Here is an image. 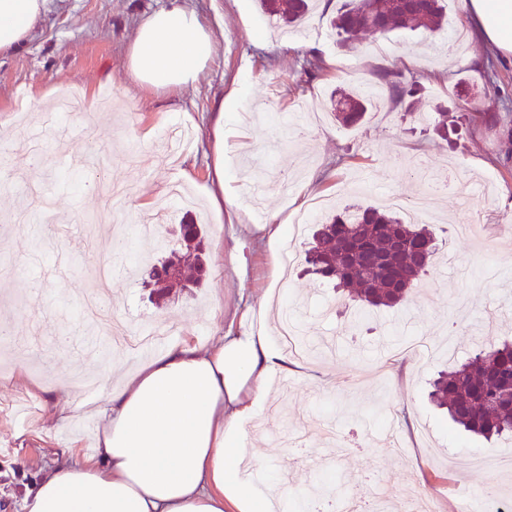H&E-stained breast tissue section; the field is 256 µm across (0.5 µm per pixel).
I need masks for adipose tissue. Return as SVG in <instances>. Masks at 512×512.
<instances>
[{
    "label": "adipose tissue",
    "instance_id": "obj_1",
    "mask_svg": "<svg viewBox=\"0 0 512 512\" xmlns=\"http://www.w3.org/2000/svg\"><path fill=\"white\" fill-rule=\"evenodd\" d=\"M48 0H0V56L39 29ZM479 38L512 55V0H464ZM215 50L185 0L144 17L126 66L138 84L194 83ZM291 363L266 325L239 324L208 346H173L103 392L93 454L63 449L25 490L19 512H276L270 490L246 476L261 468L244 426L262 409L274 376Z\"/></svg>",
    "mask_w": 512,
    "mask_h": 512
}]
</instances>
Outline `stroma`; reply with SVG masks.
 <instances>
[{
	"instance_id": "stroma-1",
	"label": "stroma",
	"mask_w": 512,
	"mask_h": 512,
	"mask_svg": "<svg viewBox=\"0 0 512 512\" xmlns=\"http://www.w3.org/2000/svg\"><path fill=\"white\" fill-rule=\"evenodd\" d=\"M166 3L49 0L28 44L0 57V225L11 228L0 236V312L14 326L5 348L27 367L22 383L0 369V512L60 449L95 446V417L76 413L55 382L90 372L101 383L112 364L145 361L125 346L103 361L80 353L85 336L102 331L81 312L94 261L107 257L116 272L104 305L131 332L170 319L172 344L207 345L276 292L296 305L306 343L331 344L298 357L290 387L273 382L247 425L263 479L296 507L328 475L338 483L321 505L377 475L385 489L374 512L419 494L433 497L434 512H461L466 483L495 492L475 512L512 503V474L469 464L494 449L512 453V440L469 436L428 400L439 371L512 336V57L482 43L462 0H448L439 32L382 35L388 56L370 36L338 44L335 0H321L299 39L283 38L257 0H188L216 51L194 85L158 94L128 78L125 57L140 20ZM313 56L325 68L317 78L302 71ZM386 69L420 85L415 113L389 102L339 126L331 97L355 87L387 95ZM444 114L453 124L443 139ZM173 126L188 133L174 153ZM45 141L105 163L31 162ZM388 192L429 210L439 244L405 313L355 322L342 293L316 285L305 262L280 273L269 232H290L310 199H328L331 216L378 206ZM468 202L483 221L462 237L455 227ZM183 223L201 226L208 273L161 301L149 273L178 248Z\"/></svg>"
}]
</instances>
